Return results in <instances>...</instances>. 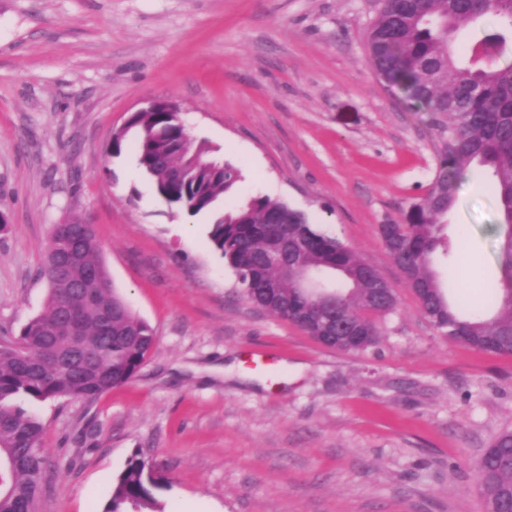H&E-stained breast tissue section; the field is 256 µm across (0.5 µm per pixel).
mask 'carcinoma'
<instances>
[{
    "mask_svg": "<svg viewBox=\"0 0 512 512\" xmlns=\"http://www.w3.org/2000/svg\"><path fill=\"white\" fill-rule=\"evenodd\" d=\"M491 16L498 30L469 46L470 64L459 63L451 44L460 27ZM380 82L402 93L419 112L431 113L448 132L446 153L425 197L390 225L381 240L419 299L429 322L448 340L493 355H512V0H382L366 37ZM179 117L160 107L134 112L114 134L107 153L121 156L133 147L138 167L168 204L195 216L214 214L209 239L224 258L246 298L291 322L316 341L339 322L356 329L354 342L326 347L362 353L381 336L377 317L393 313L394 289H377L361 277L366 262L357 250L315 227L302 209L266 195L251 196L222 210L236 194L242 171L205 142L187 143ZM492 171L493 188L506 226L502 293L469 284L450 300L432 268L438 249L449 254L442 219L453 208L458 184L470 167ZM307 242L298 263L317 285L313 292L297 277L285 278L268 261L284 225ZM78 242V258L60 265L56 241L44 252L48 293L44 310L17 336H0V459L10 462L0 484V512H39L42 474L47 465L44 426L21 403L61 397L92 401L130 382L155 345L150 325L136 316L111 286L93 225H68ZM274 282L270 295L265 284ZM497 298L488 318L465 315L477 302ZM78 316L84 341L73 346L63 329L65 314ZM484 512H512V430L498 434L477 462ZM160 478L134 452L112 486L104 512H159L153 490Z\"/></svg>",
    "mask_w": 512,
    "mask_h": 512,
    "instance_id": "cac0c4a2",
    "label": "carcinoma"
}]
</instances>
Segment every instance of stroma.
Returning <instances> with one entry per match:
<instances>
[{
	"mask_svg": "<svg viewBox=\"0 0 512 512\" xmlns=\"http://www.w3.org/2000/svg\"><path fill=\"white\" fill-rule=\"evenodd\" d=\"M381 0H0V336L42 312L54 225L92 224L116 292L156 336L93 402L28 404L44 425L40 512H101L133 452L163 512H483L475 464L512 428V355L448 341L378 227L432 182L448 135L380 84L365 34ZM147 98L242 171L239 193L306 210L394 288L377 345L322 347L249 302L208 237L133 152L107 148ZM454 254L500 286L490 172L466 171Z\"/></svg>",
	"mask_w": 512,
	"mask_h": 512,
	"instance_id": "1",
	"label": "stroma"
}]
</instances>
